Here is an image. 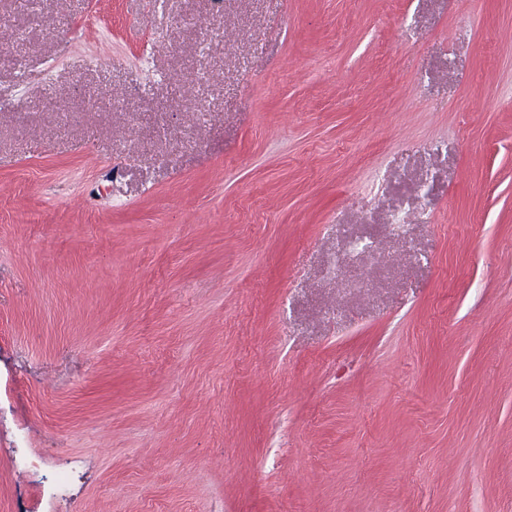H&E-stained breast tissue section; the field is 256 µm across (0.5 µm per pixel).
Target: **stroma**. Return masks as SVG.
Masks as SVG:
<instances>
[{"mask_svg":"<svg viewBox=\"0 0 512 512\" xmlns=\"http://www.w3.org/2000/svg\"><path fill=\"white\" fill-rule=\"evenodd\" d=\"M211 12L0 0V512H512V0Z\"/></svg>","mask_w":512,"mask_h":512,"instance_id":"35a3bbf8","label":"stroma"}]
</instances>
